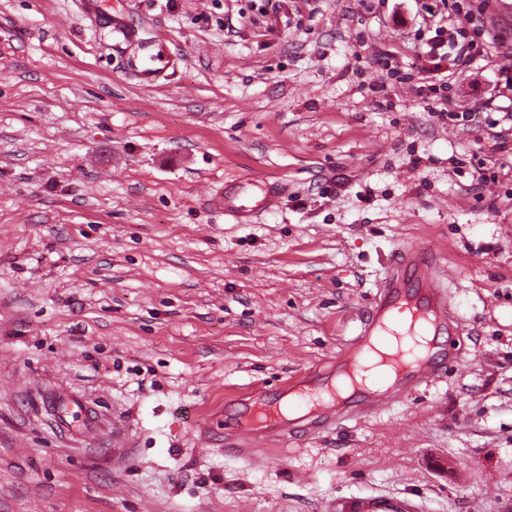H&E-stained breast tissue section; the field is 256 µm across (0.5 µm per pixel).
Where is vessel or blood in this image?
Here are the masks:
<instances>
[{
    "label": "vessel or blood",
    "mask_w": 512,
    "mask_h": 512,
    "mask_svg": "<svg viewBox=\"0 0 512 512\" xmlns=\"http://www.w3.org/2000/svg\"><path fill=\"white\" fill-rule=\"evenodd\" d=\"M108 25L127 44L125 67L140 84L156 83L172 67L171 51L143 39L139 28L126 17L111 16ZM213 204L225 215L240 220L249 217L253 209L272 207L273 197L261 183L246 182L232 192L214 197ZM441 271L440 256L418 248L408 249L392 261L359 334L333 358L327 372L320 375L299 373L290 377L283 393L304 407V414L287 415L279 410L267 412L261 395H253L237 404V412L244 421L235 432V439L251 447L270 439L284 446L300 428L315 421L329 424L373 416L397 399L417 393L454 368L457 354L442 341L450 332L451 319L448 315L449 292ZM403 313L411 318L408 336L421 337L424 341L422 350L409 353L396 348L392 361L395 373L389 384L361 386L352 400L337 397V384L347 380L349 372H363L366 354L375 340L392 334L395 317ZM349 509L350 512H412L413 505L404 499L371 496L355 501Z\"/></svg>",
    "instance_id": "obj_1"
}]
</instances>
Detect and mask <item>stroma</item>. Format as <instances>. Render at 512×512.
<instances>
[{"label": "stroma", "mask_w": 512, "mask_h": 512, "mask_svg": "<svg viewBox=\"0 0 512 512\" xmlns=\"http://www.w3.org/2000/svg\"><path fill=\"white\" fill-rule=\"evenodd\" d=\"M99 4L167 78L78 0H0V512H512V0ZM456 5L504 46L420 94L419 26ZM248 180L276 203L239 224L211 198ZM409 246L443 257L457 367L225 450V401L322 369ZM107 25L122 36L131 51L126 54L125 67L140 84L152 85L173 66V55L167 48L156 47L140 36V30L122 15H112ZM132 52V53H131ZM414 506L408 500L393 497L371 496L361 498L350 505H336L337 511L352 512H412Z\"/></svg>", "instance_id": "obj_1"}]
</instances>
